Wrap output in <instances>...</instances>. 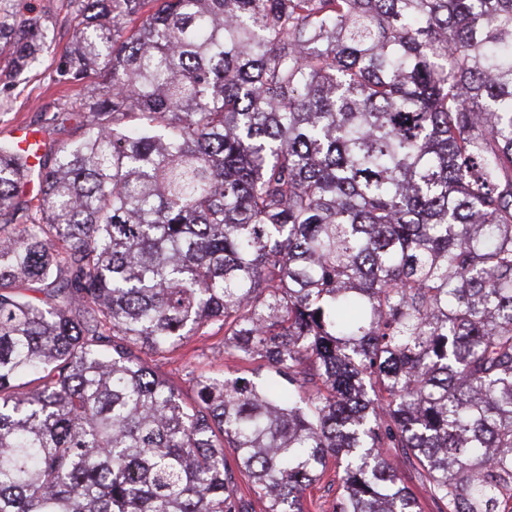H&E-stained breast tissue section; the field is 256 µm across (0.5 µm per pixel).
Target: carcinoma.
<instances>
[{
  "mask_svg": "<svg viewBox=\"0 0 512 512\" xmlns=\"http://www.w3.org/2000/svg\"><path fill=\"white\" fill-rule=\"evenodd\" d=\"M83 136L0 143V512L512 490V0H74ZM135 26L128 27V23ZM48 23L0 0L13 77ZM37 159L41 195L14 203ZM33 287L35 295L24 293ZM224 332L254 368L148 357ZM235 454L230 466L224 449ZM336 471H338L336 464L331 463L327 475L305 491L304 506L306 512H332V504L339 487ZM400 469L405 483L423 507V512H437L428 484L417 478L414 468L408 463H401Z\"/></svg>",
  "mask_w": 512,
  "mask_h": 512,
  "instance_id": "1",
  "label": "carcinoma"
}]
</instances>
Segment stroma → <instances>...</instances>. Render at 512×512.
<instances>
[{"mask_svg":"<svg viewBox=\"0 0 512 512\" xmlns=\"http://www.w3.org/2000/svg\"><path fill=\"white\" fill-rule=\"evenodd\" d=\"M25 5L50 20L52 42L39 63L22 77L10 78L0 61V142H15L21 128L36 132L48 146L78 139L82 134L78 117L60 111L59 106L80 100L99 79L92 75L71 83L60 76L59 66L72 35L74 5L72 0H25ZM152 364L187 395L192 392L188 367L227 374L235 370L224 358V337L220 334L193 338L180 353L167 359L154 358Z\"/></svg>","mask_w":512,"mask_h":512,"instance_id":"35a3bbf8","label":"stroma"}]
</instances>
